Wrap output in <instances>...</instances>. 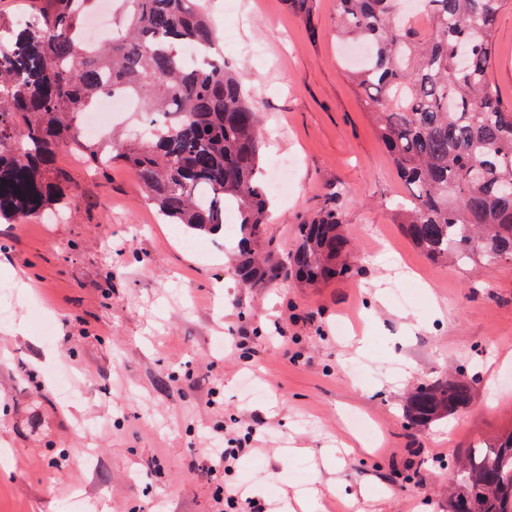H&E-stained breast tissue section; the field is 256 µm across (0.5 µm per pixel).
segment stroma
I'll return each mask as SVG.
<instances>
[{"label":"stroma","instance_id":"1","mask_svg":"<svg viewBox=\"0 0 512 512\" xmlns=\"http://www.w3.org/2000/svg\"><path fill=\"white\" fill-rule=\"evenodd\" d=\"M203 4L233 34L264 168L293 161L280 250L333 197L357 272L244 287L223 236L187 238L125 167L96 175L61 151L80 187L63 218L0 224V512H221L225 483L288 512L299 496L313 512H448L453 456L512 431V264L440 267L404 235L407 189L343 70L335 0L308 20L287 0ZM496 31L491 81L512 101V8ZM455 370L473 405L410 436L406 393ZM227 432L253 433L252 451L217 478L191 469Z\"/></svg>","mask_w":512,"mask_h":512}]
</instances>
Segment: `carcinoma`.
I'll return each instance as SVG.
<instances>
[{
    "label": "carcinoma",
    "mask_w": 512,
    "mask_h": 512,
    "mask_svg": "<svg viewBox=\"0 0 512 512\" xmlns=\"http://www.w3.org/2000/svg\"><path fill=\"white\" fill-rule=\"evenodd\" d=\"M26 27L0 30V221L42 214L79 194L57 163L77 150L103 173L125 166L161 216L211 234L234 209L235 273L251 288L277 279L317 287L356 274L336 203L300 217L296 248L269 233L257 112L197 0H121L118 36L77 41L96 0H40ZM399 0H336L341 40L369 47L345 73L361 94L409 195L401 228L428 260L459 268L512 262V106L491 84L496 19L512 0H420L428 26L399 14ZM189 47L210 53L199 67ZM112 90L141 103L148 131L115 143L83 136L82 117ZM474 398L459 375L416 387L406 427L421 432ZM448 512H512V432L458 454Z\"/></svg>",
    "instance_id": "carcinoma-1"
}]
</instances>
